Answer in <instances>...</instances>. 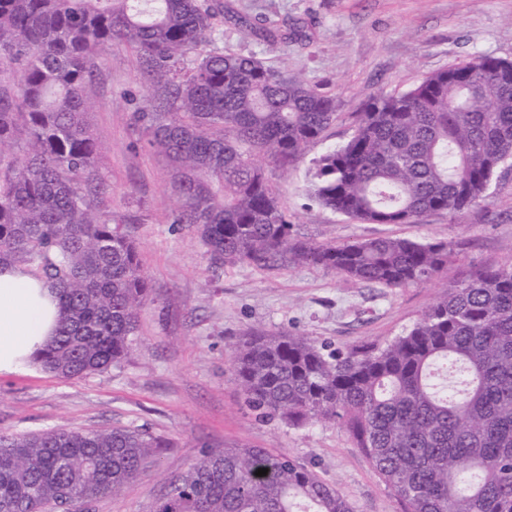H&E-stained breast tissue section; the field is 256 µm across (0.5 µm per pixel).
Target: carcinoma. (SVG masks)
<instances>
[{"label": "carcinoma", "instance_id": "obj_1", "mask_svg": "<svg viewBox=\"0 0 512 512\" xmlns=\"http://www.w3.org/2000/svg\"><path fill=\"white\" fill-rule=\"evenodd\" d=\"M209 0H0V266L56 291V333L35 356L63 378L128 360L151 300L138 246L100 211L86 88L94 59L132 48L145 79L134 115L171 167L173 223L193 226L213 268L306 265L403 288L448 266L443 242L298 238L267 173L290 170L335 121L336 99L253 55L202 49ZM512 163V60L487 54L380 93L344 144L313 161L308 192L366 224L454 217ZM246 402L290 426L339 421L401 512H512V265L446 287L407 331L345 352L293 332L234 344ZM169 442L145 428L0 433V512H71L115 496ZM268 469L264 476L255 472ZM355 512L311 469L264 448L201 451L149 512Z\"/></svg>", "mask_w": 512, "mask_h": 512}]
</instances>
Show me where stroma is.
<instances>
[{
	"instance_id": "1",
	"label": "stroma",
	"mask_w": 512,
	"mask_h": 512,
	"mask_svg": "<svg viewBox=\"0 0 512 512\" xmlns=\"http://www.w3.org/2000/svg\"><path fill=\"white\" fill-rule=\"evenodd\" d=\"M218 47L288 68L335 95V122L296 167L271 170L298 238L347 243L381 236L448 243V265L425 284L374 288L308 266L212 269L194 228L173 221L176 196L166 158L150 150L134 114L142 105L135 53L112 46L95 61L87 121L99 141L97 170L110 192L101 204L139 247L153 294L139 312L128 362L66 379L35 365L0 376V432L57 428H146L165 438L151 468L90 512H148L171 479L202 450L264 448L311 468L356 512H399L372 463L340 424L292 427L262 418L232 371V345L250 327L291 331L347 350L382 344L410 329L444 285L472 271L512 265V169L494 177L487 198L451 217L415 224H364L307 195L313 159L344 144L351 114L382 92L403 91L429 73L476 53L512 59V0H219ZM298 24L304 38L281 46L267 30Z\"/></svg>"
}]
</instances>
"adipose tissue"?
I'll list each match as a JSON object with an SVG mask.
<instances>
[{"label": "adipose tissue", "mask_w": 512, "mask_h": 512, "mask_svg": "<svg viewBox=\"0 0 512 512\" xmlns=\"http://www.w3.org/2000/svg\"><path fill=\"white\" fill-rule=\"evenodd\" d=\"M60 310L51 286L25 267H0V376L30 363L58 326Z\"/></svg>", "instance_id": "ef3b65f1"}]
</instances>
